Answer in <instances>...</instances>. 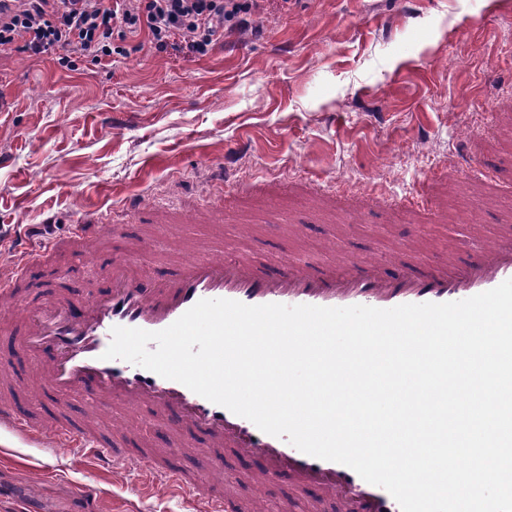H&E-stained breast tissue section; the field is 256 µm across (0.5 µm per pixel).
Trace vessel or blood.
I'll list each match as a JSON object with an SVG mask.
<instances>
[{"mask_svg":"<svg viewBox=\"0 0 512 512\" xmlns=\"http://www.w3.org/2000/svg\"><path fill=\"white\" fill-rule=\"evenodd\" d=\"M112 225L95 214L79 215L66 246L93 254ZM145 240L130 241L103 268L106 293L65 288L29 304L21 276L0 282V311L17 320L13 347L36 359L39 383L28 388L14 374L15 391L30 390L32 403L0 404V434L32 448H80L102 470L142 466L151 484L200 497L210 512H266L262 497L242 498L232 483H217L184 463L189 440L211 448L212 469L241 470L258 486L278 482L288 495L282 512H401L384 488L363 480L350 467L299 451L286 438L259 430L251 421L194 393L183 384L115 359H104L116 326L160 331L202 299H228L246 305H353L388 309L402 304L467 299L512 279V239L487 241L473 260L453 257L435 263L425 256L406 261L413 251L403 241L397 254L379 259L331 258L318 264L282 262L259 266L248 257L226 262L212 248L192 251L167 278L143 267ZM83 397L89 410L67 415L70 396ZM149 408L168 419L171 442L165 453L142 447L132 424L113 419L112 407Z\"/></svg>","mask_w":512,"mask_h":512,"instance_id":"obj_1","label":"vessel or blood"}]
</instances>
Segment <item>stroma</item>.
<instances>
[{"label":"stroma","instance_id":"obj_1","mask_svg":"<svg viewBox=\"0 0 512 512\" xmlns=\"http://www.w3.org/2000/svg\"><path fill=\"white\" fill-rule=\"evenodd\" d=\"M254 23L204 55L141 36L70 67L58 50L0 48V274L26 270L30 300L48 295L45 268L28 263L84 210L118 226L94 258L60 259L68 284L94 288L135 238L158 239L144 263L162 273L195 241L234 257L244 232L262 263L373 257L405 239L438 261L471 253L476 225L512 234V0H288ZM429 174L431 215L397 207ZM223 193V222L197 221L196 205ZM136 198L170 223L129 211ZM52 213L51 236L21 237ZM142 482L76 448L0 439V512H20L19 494L43 512L194 503L165 486L142 495ZM86 483L95 499L75 497Z\"/></svg>","mask_w":512,"mask_h":512}]
</instances>
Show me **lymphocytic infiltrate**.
<instances>
[{"mask_svg": "<svg viewBox=\"0 0 512 512\" xmlns=\"http://www.w3.org/2000/svg\"><path fill=\"white\" fill-rule=\"evenodd\" d=\"M266 0H11L0 8V47L31 55L58 48L98 62L114 39L146 35L158 49L206 54L225 26L251 28Z\"/></svg>", "mask_w": 512, "mask_h": 512, "instance_id": "lymphocytic-infiltrate-1", "label": "lymphocytic infiltrate"}]
</instances>
